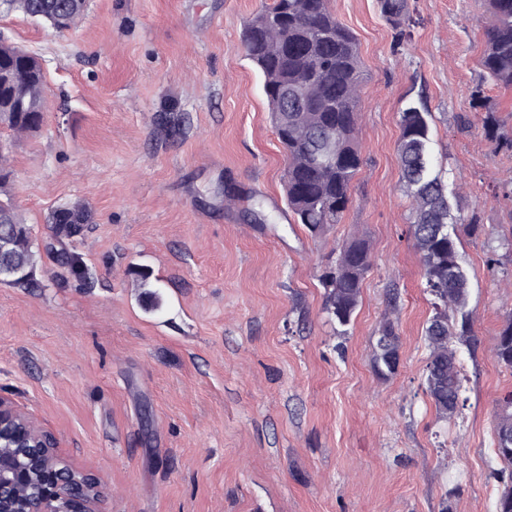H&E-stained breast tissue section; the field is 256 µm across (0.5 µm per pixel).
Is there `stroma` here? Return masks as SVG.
Returning <instances> with one entry per match:
<instances>
[{"label": "stroma", "instance_id": "1", "mask_svg": "<svg viewBox=\"0 0 512 512\" xmlns=\"http://www.w3.org/2000/svg\"><path fill=\"white\" fill-rule=\"evenodd\" d=\"M262 3L87 0L65 32L0 14L45 77L44 121L14 143L0 200L42 240L51 211L83 202L93 222L74 249L96 279L80 287L44 259L33 287L0 284V395L103 479L104 512H496L512 155L495 152L470 89L511 136L512 88L480 64L486 0H409L399 46L377 0H331L366 75L364 164L342 221L317 235L288 209L286 153L243 50ZM411 100L453 207L480 226L460 235L473 338L454 346L465 403L448 418L425 392L433 308L400 182ZM354 238L370 268L340 337L319 275ZM387 318L399 360L384 377ZM382 332L379 334L381 336L379 345L383 350L390 349L389 351H382L377 347L375 354V366L377 371L381 375H386L387 373H392L398 363V342H399V334L396 328V325L390 319L384 320L381 325ZM391 336L393 337L394 343L391 346ZM391 355L394 357V361L391 363L388 361L387 357Z\"/></svg>", "mask_w": 512, "mask_h": 512}]
</instances>
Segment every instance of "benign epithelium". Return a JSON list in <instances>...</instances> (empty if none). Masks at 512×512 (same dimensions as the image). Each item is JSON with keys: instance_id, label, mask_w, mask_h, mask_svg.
<instances>
[{"instance_id": "1", "label": "benign epithelium", "mask_w": 512, "mask_h": 512, "mask_svg": "<svg viewBox=\"0 0 512 512\" xmlns=\"http://www.w3.org/2000/svg\"><path fill=\"white\" fill-rule=\"evenodd\" d=\"M56 439L0 396V512H99L103 482L58 458Z\"/></svg>"}]
</instances>
